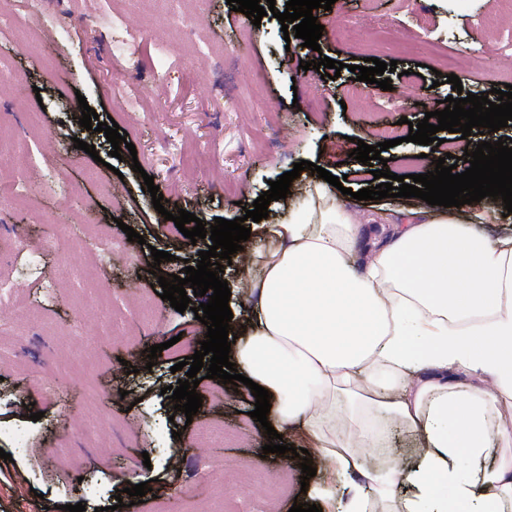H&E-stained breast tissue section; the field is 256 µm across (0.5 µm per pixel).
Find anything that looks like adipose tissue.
I'll return each instance as SVG.
<instances>
[{
	"instance_id": "1",
	"label": "adipose tissue",
	"mask_w": 512,
	"mask_h": 512,
	"mask_svg": "<svg viewBox=\"0 0 512 512\" xmlns=\"http://www.w3.org/2000/svg\"><path fill=\"white\" fill-rule=\"evenodd\" d=\"M496 220L483 201L430 205L364 261L365 218L319 179L286 220L252 224L246 333L229 358L268 390L272 427L314 448L306 498L322 512H365L371 498L381 512H448L446 485L472 512L512 499V427L491 423L512 397V237L486 235ZM457 371L477 386L461 389ZM393 423L419 441L415 463L386 462L369 493L337 502V481ZM493 438L495 468L462 476L460 461L479 464ZM480 481L489 492L476 494Z\"/></svg>"
}]
</instances>
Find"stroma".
Listing matches in <instances>:
<instances>
[{"label": "stroma", "mask_w": 512, "mask_h": 512, "mask_svg": "<svg viewBox=\"0 0 512 512\" xmlns=\"http://www.w3.org/2000/svg\"><path fill=\"white\" fill-rule=\"evenodd\" d=\"M490 9L491 0H335L313 12L324 27L315 52L285 38L273 16L253 25L226 0H169L163 12L154 0H0V126L26 143L24 161L0 158V169L36 186L24 205L0 197V269L19 296L0 312V430L23 434L20 449L0 442L11 454L0 458V512L77 503L96 512L147 481L143 503L118 512H224L228 500L237 512H289L301 495L300 461L264 453L252 399L204 379L189 418L161 393L185 378L175 365L207 328L193 312L200 297L177 312L151 269L182 275L211 244L171 235L162 213L183 209L206 226L235 219L302 160L353 191L376 186L351 156L353 139L377 144L376 125L438 110L452 93L438 75H457L477 95L512 81L499 65L512 20L486 30ZM421 10L434 26L409 51L401 35ZM323 55L344 63L339 78L300 68ZM367 57L395 61L399 77L391 90L369 84L362 99H345L352 66ZM82 97L100 121L118 123L135 155L112 157L104 133L80 126ZM78 139L95 155L75 148ZM90 225L125 242L122 263L89 264L98 251ZM127 225L142 242L128 241ZM47 236L60 240L57 252L36 248ZM155 249L171 260L154 262ZM145 301L155 308L148 320ZM115 313L119 335L101 334ZM155 344L163 351L152 362ZM215 420L223 441L193 447V433ZM278 486L274 503L264 501L261 488Z\"/></svg>", "instance_id": "stroma-1"}]
</instances>
